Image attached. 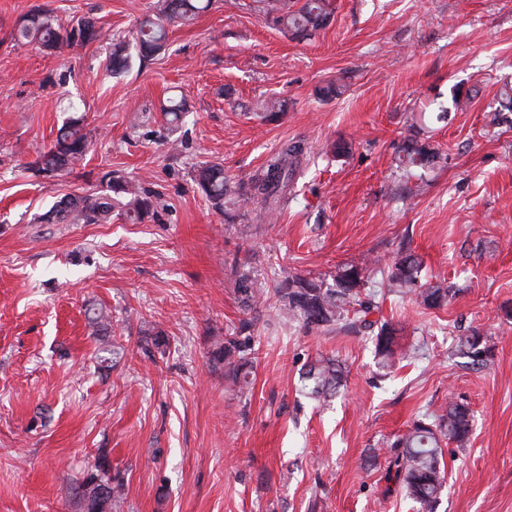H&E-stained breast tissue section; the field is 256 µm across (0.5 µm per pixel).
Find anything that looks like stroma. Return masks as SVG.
Wrapping results in <instances>:
<instances>
[{
    "label": "stroma",
    "instance_id": "stroma-1",
    "mask_svg": "<svg viewBox=\"0 0 512 512\" xmlns=\"http://www.w3.org/2000/svg\"><path fill=\"white\" fill-rule=\"evenodd\" d=\"M251 2L215 0L114 76L107 44L47 55L14 42L17 19L39 7L122 37L156 0H0V512H83L101 462L124 483L120 512H418L385 478L391 444L452 401L468 404L472 433L444 451L436 512H512V113L496 102L512 81V0H334L308 39ZM329 82L342 94L318 97ZM456 87L469 102L437 120L430 101ZM173 95L188 112L170 135ZM270 99L287 111L260 123ZM72 104L87 109L86 159L33 176ZM415 113L444 160L402 199L395 150ZM338 140L349 154L330 152ZM291 141L304 154L276 223H255L250 200L225 223L198 191L199 162L244 181ZM110 170L156 196L155 219L35 223ZM403 241L448 306L389 292L381 271ZM363 257L380 318L401 329L388 367L370 336L305 327L274 296L289 274ZM244 274L262 293L250 311ZM91 308L109 334L92 335ZM473 328L491 347L481 368L454 350ZM228 336L250 350L248 386L214 356ZM321 354L348 371L324 404L300 383Z\"/></svg>",
    "mask_w": 512,
    "mask_h": 512
}]
</instances>
